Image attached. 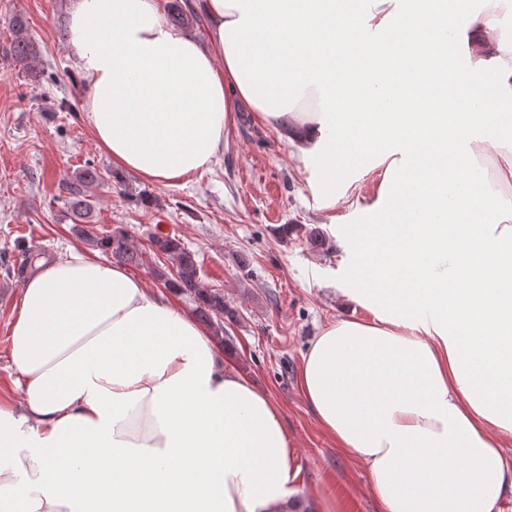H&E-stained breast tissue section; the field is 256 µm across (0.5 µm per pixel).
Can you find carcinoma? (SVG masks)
Masks as SVG:
<instances>
[{
    "label": "carcinoma",
    "mask_w": 512,
    "mask_h": 512,
    "mask_svg": "<svg viewBox=\"0 0 512 512\" xmlns=\"http://www.w3.org/2000/svg\"><path fill=\"white\" fill-rule=\"evenodd\" d=\"M14 38L7 54L19 62L33 60L39 54L35 42L28 35L24 21L19 17L11 20ZM105 182V173L100 169L86 165L65 182L66 218L75 224H92L94 206L89 199V190ZM86 243L105 254L127 263L138 264L142 254L138 252L127 231L117 227L102 237L82 232ZM150 248L154 255L170 260L172 269L153 270L157 280L168 288L186 295L195 303L198 319L210 326L215 338L224 341V320H233L235 310L226 302L224 290L210 288L200 277V265L195 254L185 247L180 238L158 231L150 236Z\"/></svg>",
    "instance_id": "obj_1"
}]
</instances>
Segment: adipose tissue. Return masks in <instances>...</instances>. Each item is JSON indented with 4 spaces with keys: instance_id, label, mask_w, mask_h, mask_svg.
Returning a JSON list of instances; mask_svg holds the SVG:
<instances>
[{
    "instance_id": "obj_1",
    "label": "adipose tissue",
    "mask_w": 512,
    "mask_h": 512,
    "mask_svg": "<svg viewBox=\"0 0 512 512\" xmlns=\"http://www.w3.org/2000/svg\"><path fill=\"white\" fill-rule=\"evenodd\" d=\"M485 2L461 30L447 0H195L204 44L160 0L69 8L86 120L119 169L187 183L242 111L288 142L320 209L381 170L347 291L371 317L324 327L299 383L377 512H496L512 493V0ZM418 28L392 81L339 73L357 54L375 70ZM307 96L317 110L296 111ZM9 330L22 399L0 402V512H288L299 471L277 404L121 262L40 258Z\"/></svg>"
}]
</instances>
